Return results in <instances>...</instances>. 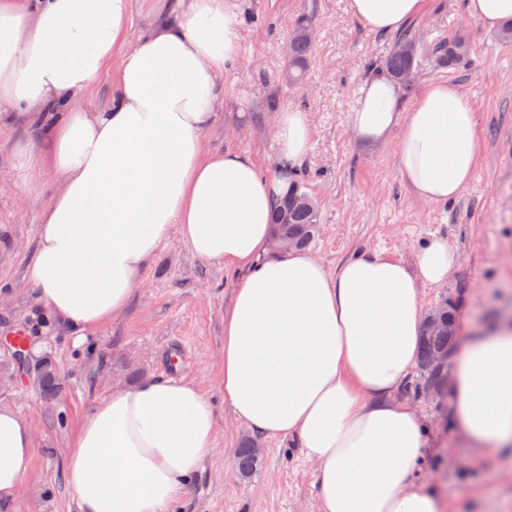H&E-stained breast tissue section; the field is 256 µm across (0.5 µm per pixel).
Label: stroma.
<instances>
[{
    "instance_id": "35a3bbf8",
    "label": "stroma",
    "mask_w": 512,
    "mask_h": 512,
    "mask_svg": "<svg viewBox=\"0 0 512 512\" xmlns=\"http://www.w3.org/2000/svg\"><path fill=\"white\" fill-rule=\"evenodd\" d=\"M241 20V60L224 75V100L215 125L204 135L208 150L246 153L262 173L276 170L274 117L295 109L312 129L300 173L322 212L312 249L328 270L360 252L378 250L414 263L416 248L433 235L448 239L459 263L443 288L421 291L423 310L444 300L463 318L484 325L512 310V43L483 29L465 0H427L409 22L422 54L412 83L403 91L411 109L419 91L438 82L454 84L477 114V174L454 201L420 200L399 171L395 143L358 140L351 113L361 82L393 50L396 33H374L354 17L348 0H233ZM304 17L312 20V56L301 83L284 79L290 35ZM463 39L466 58L440 65L433 46ZM22 122L0 126V225L13 244L0 248V359L10 353L14 331H23L32 358L50 356L62 381L56 399L43 397L33 372H14L0 388V404L31 422L36 452L18 497L0 512H78L64 459L84 415L113 388L126 386L113 367L123 357L143 376L193 380L211 400L218 419L217 448L193 480L176 512H318L314 467L287 441L259 442V462L242 477L235 450L251 429L224 400V310L240 278L238 271L194 257L179 242L163 247L139 283L128 311L84 342L42 318L24 288L28 256L37 238L45 188L14 185L12 144ZM179 353L176 369L165 359ZM412 376L401 397L422 411L433 443L416 474L448 500L449 512H512V482L498 478L512 459L488 456L467 463L449 421L450 403L418 392Z\"/></svg>"
}]
</instances>
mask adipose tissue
I'll return each instance as SVG.
<instances>
[{
  "mask_svg": "<svg viewBox=\"0 0 512 512\" xmlns=\"http://www.w3.org/2000/svg\"><path fill=\"white\" fill-rule=\"evenodd\" d=\"M373 32H394L425 0H349ZM227 0H180L177 17L131 31L129 0H0V116L22 118L18 182L50 189L26 290L85 340L129 308L160 250L240 271L224 311V399L257 436L286 440L316 470L319 512H444L414 474L430 445L424 416L399 393L421 349L422 288L459 262L431 237L408 265L364 252L328 271L309 250L270 256V218L311 143L297 110L279 113L277 174L204 134L240 59ZM116 69L109 107L78 102ZM384 74L359 88L362 141L398 134L399 170L429 203L476 175V114L448 82L410 111ZM455 432L475 456L512 454V321L460 329L448 380ZM217 440L210 399L186 379L148 378L97 399L65 458L79 512H175ZM35 442L0 405V504L16 499Z\"/></svg>",
  "mask_w": 512,
  "mask_h": 512,
  "instance_id": "1",
  "label": "adipose tissue"
}]
</instances>
